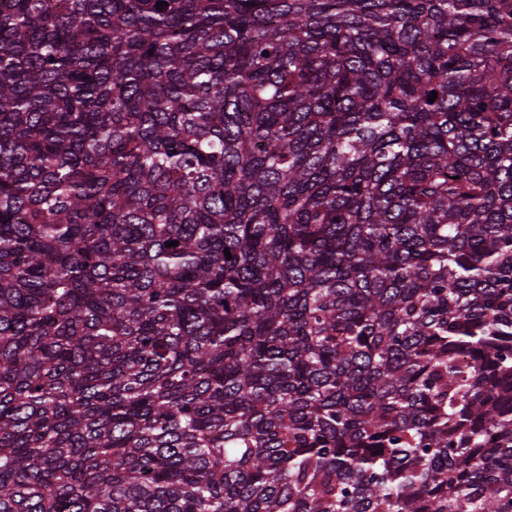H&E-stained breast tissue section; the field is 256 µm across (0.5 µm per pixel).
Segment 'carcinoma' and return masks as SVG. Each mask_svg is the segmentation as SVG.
<instances>
[{
  "label": "carcinoma",
  "instance_id": "1",
  "mask_svg": "<svg viewBox=\"0 0 512 512\" xmlns=\"http://www.w3.org/2000/svg\"><path fill=\"white\" fill-rule=\"evenodd\" d=\"M158 2L0 0V512H512V0Z\"/></svg>",
  "mask_w": 512,
  "mask_h": 512
}]
</instances>
